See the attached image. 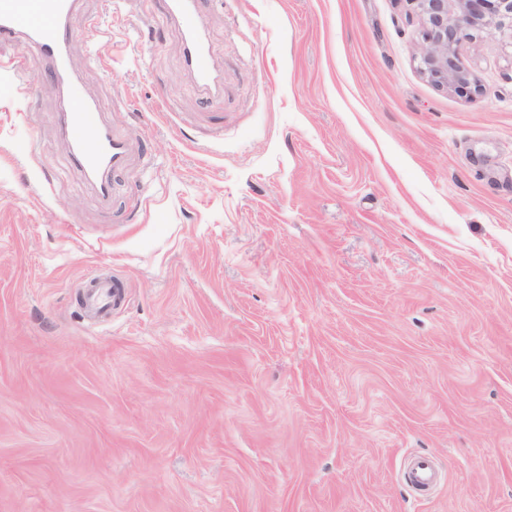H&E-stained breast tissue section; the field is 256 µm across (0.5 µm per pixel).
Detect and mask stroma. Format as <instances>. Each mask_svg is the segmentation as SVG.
<instances>
[{
    "instance_id": "35a3bbf8",
    "label": "stroma",
    "mask_w": 512,
    "mask_h": 512,
    "mask_svg": "<svg viewBox=\"0 0 512 512\" xmlns=\"http://www.w3.org/2000/svg\"><path fill=\"white\" fill-rule=\"evenodd\" d=\"M202 9L213 101L160 0L71 17L106 201L0 47V512H512V30L446 89L408 0ZM85 288L90 289L88 304L100 311L98 314L108 312L124 299V288L113 279L92 276L87 279ZM410 481L420 494H425L434 487L435 472L428 458L420 457L416 460Z\"/></svg>"
}]
</instances>
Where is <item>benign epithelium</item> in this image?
<instances>
[{"instance_id":"1","label":"benign epithelium","mask_w":512,"mask_h":512,"mask_svg":"<svg viewBox=\"0 0 512 512\" xmlns=\"http://www.w3.org/2000/svg\"><path fill=\"white\" fill-rule=\"evenodd\" d=\"M415 5L424 31L422 71L435 84L464 87L468 78L459 67L454 45L463 36L512 28V0H408Z\"/></svg>"}]
</instances>
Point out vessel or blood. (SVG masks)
<instances>
[{
  "mask_svg": "<svg viewBox=\"0 0 512 512\" xmlns=\"http://www.w3.org/2000/svg\"><path fill=\"white\" fill-rule=\"evenodd\" d=\"M81 0H0V45L22 39L51 67L67 110L62 127L71 159L93 181L101 196L112 193V175L125 164L128 145L113 136L104 122L99 104L90 100L81 81L67 66L72 33L69 18ZM165 13L177 22L186 50V66L198 88L206 94L216 91L220 78L210 65V49L202 38L201 0H164ZM88 303L100 312L124 298V290L113 280L89 277ZM410 481L419 493L435 485V472L428 458H418Z\"/></svg>",
  "mask_w": 512,
  "mask_h": 512,
  "instance_id": "obj_1",
  "label": "vessel or blood"
}]
</instances>
